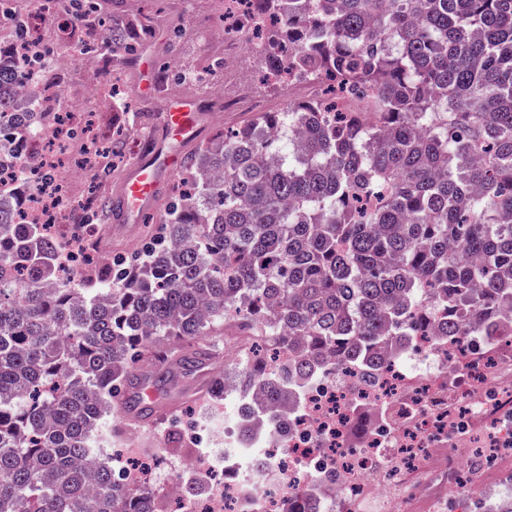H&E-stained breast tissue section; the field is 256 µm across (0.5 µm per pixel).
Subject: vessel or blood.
<instances>
[{"label":"vessel or blood","instance_id":"1","mask_svg":"<svg viewBox=\"0 0 512 512\" xmlns=\"http://www.w3.org/2000/svg\"><path fill=\"white\" fill-rule=\"evenodd\" d=\"M198 117L197 101L190 98L174 100L165 118L168 138L177 144L195 139L199 132ZM178 164V153L162 147L157 148L150 159L137 161L118 190L122 218L137 221L149 213L164 177Z\"/></svg>","mask_w":512,"mask_h":512}]
</instances>
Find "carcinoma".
Listing matches in <instances>:
<instances>
[{
  "instance_id": "carcinoma-1",
  "label": "carcinoma",
  "mask_w": 512,
  "mask_h": 512,
  "mask_svg": "<svg viewBox=\"0 0 512 512\" xmlns=\"http://www.w3.org/2000/svg\"><path fill=\"white\" fill-rule=\"evenodd\" d=\"M260 65L324 94L290 102L186 158L142 257H77L57 282L47 224L0 202V512H165L96 458L147 354L192 370L231 321L256 337L239 365V434L327 370L376 380L416 336L492 348L512 305V0H255ZM131 23L104 27L128 49ZM20 69L0 63V115ZM344 96L361 111L342 112ZM126 126L102 151L121 155ZM340 475L288 486L318 512Z\"/></svg>"
}]
</instances>
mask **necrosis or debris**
I'll list each match as a JSON object with an SVG mask.
<instances>
[{"label":"necrosis or debris","mask_w":512,"mask_h":512,"mask_svg":"<svg viewBox=\"0 0 512 512\" xmlns=\"http://www.w3.org/2000/svg\"><path fill=\"white\" fill-rule=\"evenodd\" d=\"M224 11V36L232 45L224 59L230 62L236 48L253 43L259 22L248 0H224ZM7 53L27 73L16 90L17 103L49 115L45 130L28 141L27 149L51 178L28 192L19 219L50 225L63 248L84 247L94 237L82 219L95 206L85 184L104 159L102 118L63 102L59 79L71 57L49 53L39 30L27 28L24 42H12ZM480 351L474 337L455 350L444 340L419 337L414 348L389 357V379L357 399L352 379L325 374L306 385L302 406L289 408L287 438L271 430L260 433L258 443L267 453L254 484L238 477L244 454L237 446L197 449V463L206 464L219 481L206 496L172 497L174 512H283L288 480L336 469L344 473L342 487L320 503L321 512H398V501L416 490L415 469L437 455L451 435L456 445L444 459L449 486L512 470V430L499 421L501 413L512 410V379L503 374L512 366V347L503 346L485 371L474 368ZM356 409L385 410L389 422L363 424L361 446L352 450L348 434Z\"/></svg>","instance_id":"4bbe7bcc"}]
</instances>
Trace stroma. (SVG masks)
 <instances>
[{
  "label": "stroma",
  "mask_w": 512,
  "mask_h": 512,
  "mask_svg": "<svg viewBox=\"0 0 512 512\" xmlns=\"http://www.w3.org/2000/svg\"><path fill=\"white\" fill-rule=\"evenodd\" d=\"M139 14L149 17L150 30L136 50L127 54L111 44H101V51L113 56L111 69L91 71L76 63L61 78L66 101L73 108L96 105L110 81L120 86L131 103L122 121L133 124L135 135L127 139L124 154L116 162L111 178L99 187L101 196L109 202L115 201L117 190L133 163L151 157L152 145L159 143L164 134L165 115L173 98L188 96L203 106L197 138L178 148L183 156L206 146L218 132L239 128L252 120V113L224 109L225 102L237 99L242 91H249L264 101L269 111L278 112L284 107L278 87L260 85V69L252 55L237 54L229 70L221 64L220 49L207 38L208 31L224 26V6L219 0H195L187 14L172 10L167 0H108L105 11L106 18L121 23ZM165 67H177L184 72L208 69L221 93L212 95L205 85L177 78L162 80L160 71ZM148 230L145 223L111 221L100 225L99 251L104 255H135L146 242ZM223 369L224 360L220 357L189 373L172 361L160 363L145 359L134 388L137 400L131 410H118L107 420L103 447H121L130 430L143 424L153 425L167 444L166 451L158 457L159 470L176 475L177 461L191 452L180 439L190 426L201 425L216 444L224 442L223 411L203 409L210 378Z\"/></svg>",
  "instance_id": "obj_1"
}]
</instances>
